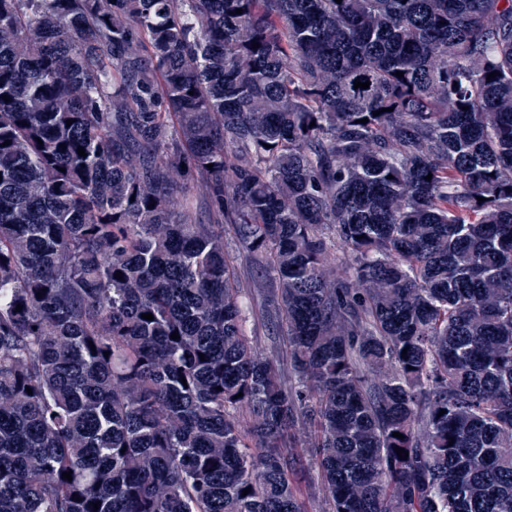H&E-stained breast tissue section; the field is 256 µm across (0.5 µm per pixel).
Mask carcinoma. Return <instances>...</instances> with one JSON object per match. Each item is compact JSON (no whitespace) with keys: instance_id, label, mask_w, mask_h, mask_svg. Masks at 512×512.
<instances>
[{"instance_id":"cac0c4a2","label":"carcinoma","mask_w":512,"mask_h":512,"mask_svg":"<svg viewBox=\"0 0 512 512\" xmlns=\"http://www.w3.org/2000/svg\"><path fill=\"white\" fill-rule=\"evenodd\" d=\"M302 430L512 512V0H0V512H302ZM224 247L229 261L235 266L239 274L242 299L248 307L247 338L252 347L259 353L270 354L275 343L270 334L266 310L272 307V303L254 292L253 283L256 278L257 267L252 260L236 249L227 224L224 225Z\"/></svg>"}]
</instances>
